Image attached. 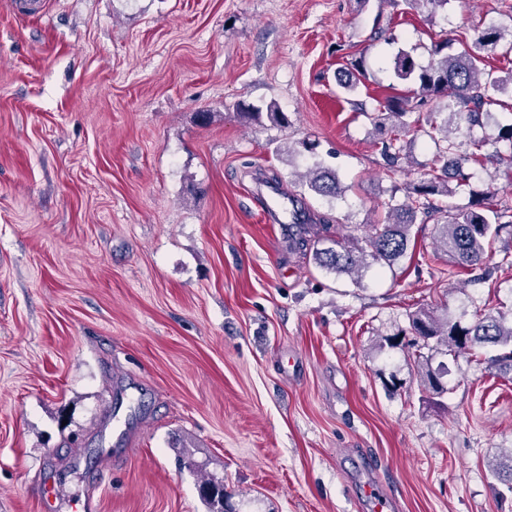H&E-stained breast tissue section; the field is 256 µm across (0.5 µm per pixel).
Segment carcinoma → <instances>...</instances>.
<instances>
[{
	"instance_id": "1",
	"label": "carcinoma",
	"mask_w": 512,
	"mask_h": 512,
	"mask_svg": "<svg viewBox=\"0 0 512 512\" xmlns=\"http://www.w3.org/2000/svg\"><path fill=\"white\" fill-rule=\"evenodd\" d=\"M407 6L424 9L430 16L447 9L449 0H404ZM503 39L500 29L494 25L478 32L472 45L456 53H448V41L434 43L433 59L423 66L407 51H401L393 59L395 76L411 84L407 93L377 102L372 111L378 143L383 156L392 168H398L407 158L403 136L408 125L407 114L416 112L431 99L448 100L449 118L436 121L427 118L428 129L424 133L435 146L428 173L406 188L401 203H385L387 215L383 221L370 225L365 237L338 240L333 247L314 250L315 260L322 268L338 274L357 275L367 266L366 258L389 266L403 258L409 249L410 232L418 215L441 213L434 204L437 196L466 193L474 201L463 208L448 211L446 220L438 225L436 245L455 261L473 271L487 258V252L500 240L512 222L507 212L500 211L484 202L488 193H478L472 188L469 165L480 158L486 146L483 139L474 138V131L485 127L491 117L490 107L499 104L491 95L493 91L506 92L512 86V70L493 75L479 67L483 55L492 53ZM366 80L361 63H355L336 72V84L346 92L356 90ZM238 115L247 122L257 124L268 121L274 126L288 125L286 113L270 104L261 109L252 104L239 105ZM469 138L472 151L462 150L461 138ZM308 187L314 193L329 199L344 195L336 172L319 164L305 176ZM409 333L421 340L403 342L401 331L384 338L391 348L407 346L420 374L424 389L436 396L448 392L443 377L448 374L445 364L432 366L438 355L458 358L474 357L484 351L483 362L501 374L512 372V319L499 312L480 314L472 322H462L448 317L440 318L421 308L408 316Z\"/></svg>"
}]
</instances>
